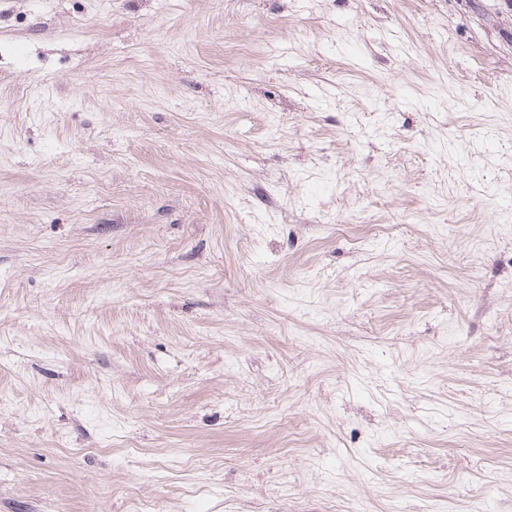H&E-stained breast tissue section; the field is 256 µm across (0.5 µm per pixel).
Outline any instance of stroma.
Instances as JSON below:
<instances>
[{
  "label": "stroma",
  "instance_id": "obj_1",
  "mask_svg": "<svg viewBox=\"0 0 512 512\" xmlns=\"http://www.w3.org/2000/svg\"><path fill=\"white\" fill-rule=\"evenodd\" d=\"M0 512H512V0H0Z\"/></svg>",
  "mask_w": 512,
  "mask_h": 512
}]
</instances>
